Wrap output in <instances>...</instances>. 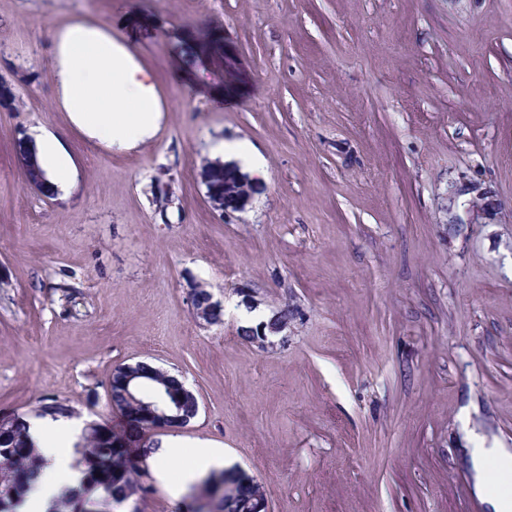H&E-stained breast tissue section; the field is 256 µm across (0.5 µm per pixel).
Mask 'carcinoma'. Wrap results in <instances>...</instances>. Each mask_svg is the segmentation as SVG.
Returning a JSON list of instances; mask_svg holds the SVG:
<instances>
[{"label":"carcinoma","instance_id":"1","mask_svg":"<svg viewBox=\"0 0 512 512\" xmlns=\"http://www.w3.org/2000/svg\"><path fill=\"white\" fill-rule=\"evenodd\" d=\"M16 150L22 160L25 182L43 196H49L35 155L22 141L17 143ZM211 168L214 169L213 190L221 195L233 191L232 175L215 164ZM171 376L172 373L161 368L145 376L142 384L146 390L155 393L159 402L174 410L179 408L188 413L193 409L194 401L189 398L176 401L167 389ZM73 414L72 407L57 400L41 407V415H49L55 419L71 418ZM111 437L126 438L130 450L143 459V468L133 469L125 475H116L111 465L115 448L107 443L100 426L86 425L73 444L75 466L82 470L83 482L77 487L65 490L48 512H111L113 506L122 504L132 505L127 512H138L131 495L141 489H149L152 475L148 459L157 452L158 446L152 441H141L140 431L131 424L112 425ZM2 439L13 442V446L8 448L0 445V512H19V506L31 491L35 477L42 468L43 458L38 445L28 432L24 416L18 413H8L6 420L0 422V440ZM204 480L215 482L217 512H241L260 489V484L244 472L213 471Z\"/></svg>","mask_w":512,"mask_h":512}]
</instances>
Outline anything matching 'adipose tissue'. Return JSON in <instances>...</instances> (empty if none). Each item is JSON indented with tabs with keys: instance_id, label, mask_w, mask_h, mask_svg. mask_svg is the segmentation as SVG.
<instances>
[{
	"instance_id": "ef3b65f1",
	"label": "adipose tissue",
	"mask_w": 512,
	"mask_h": 512,
	"mask_svg": "<svg viewBox=\"0 0 512 512\" xmlns=\"http://www.w3.org/2000/svg\"><path fill=\"white\" fill-rule=\"evenodd\" d=\"M53 55L62 101L71 121L109 147L131 148L151 138L162 113L149 72L130 49L102 27L74 22L53 35ZM46 183L52 192L70 184V158L60 139H35ZM65 419L45 417L29 422V432L46 460L45 468L29 492L22 512H48L64 488L80 483L73 464L71 440L51 443V435L68 432ZM476 489L493 512H512V492L491 487L489 461L512 468V451L474 447L469 451Z\"/></svg>"
}]
</instances>
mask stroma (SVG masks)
I'll use <instances>...</instances> for the list:
<instances>
[{
    "label": "stroma",
    "instance_id": "stroma-1",
    "mask_svg": "<svg viewBox=\"0 0 512 512\" xmlns=\"http://www.w3.org/2000/svg\"><path fill=\"white\" fill-rule=\"evenodd\" d=\"M76 21L152 77L135 148L63 108L50 34ZM1 79L0 413L119 422L112 372L147 361L198 397L179 438L271 512H491L469 449H512V0H0ZM43 132L73 162L48 198L15 151ZM218 139L265 168L223 213ZM473 185L476 217L448 202ZM283 310L284 340L244 338ZM220 164H209L206 165L209 168H213L214 175L212 180V188L215 192L221 194L224 196V201L220 197H214V204L216 207L224 212V208H229L231 206H234L236 208H243L246 203L251 198L252 190L247 182L244 181L245 190L242 191L236 198L235 201H230L224 193H229L233 191L234 188V180L232 179V174H226L224 172V166L217 167ZM209 168H206L202 170L201 175L203 182L206 186H210L211 183V171ZM197 289H194L191 293V304L194 315L197 319L203 320L208 324H216L222 321L223 306L220 302L213 301L212 294L206 296H199ZM220 313V320L214 321V314Z\"/></svg>",
    "mask_w": 512,
    "mask_h": 512
}]
</instances>
